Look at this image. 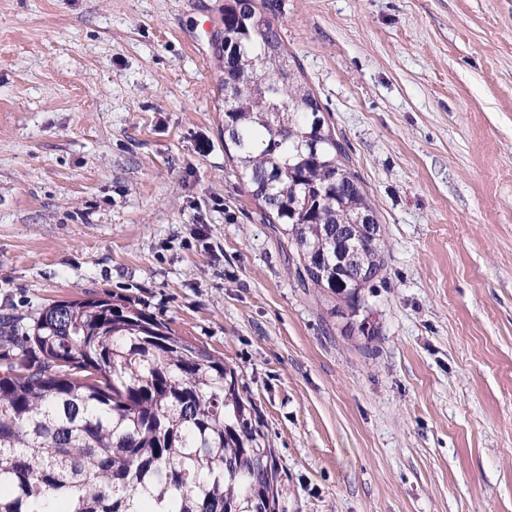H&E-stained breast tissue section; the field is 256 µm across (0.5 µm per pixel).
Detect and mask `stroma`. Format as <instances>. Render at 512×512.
<instances>
[{
	"label": "stroma",
	"mask_w": 512,
	"mask_h": 512,
	"mask_svg": "<svg viewBox=\"0 0 512 512\" xmlns=\"http://www.w3.org/2000/svg\"><path fill=\"white\" fill-rule=\"evenodd\" d=\"M225 0H0V322L112 297L223 357L279 512H512V0H282L383 225L370 335L224 152Z\"/></svg>",
	"instance_id": "1"
}]
</instances>
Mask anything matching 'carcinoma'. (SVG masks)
Segmentation results:
<instances>
[{
    "label": "carcinoma",
    "mask_w": 512,
    "mask_h": 512,
    "mask_svg": "<svg viewBox=\"0 0 512 512\" xmlns=\"http://www.w3.org/2000/svg\"><path fill=\"white\" fill-rule=\"evenodd\" d=\"M280 0L224 4V85L254 90L224 110V149L288 237L298 281L357 315L384 279L383 243L362 279L315 272L348 243L336 228L374 211L276 17ZM309 140L318 152L307 150ZM18 365L0 374V512H277L282 488L233 369L136 305L44 307Z\"/></svg>",
    "instance_id": "carcinoma-1"
}]
</instances>
